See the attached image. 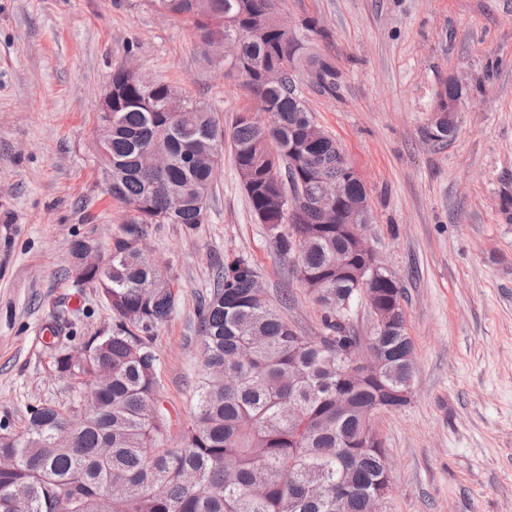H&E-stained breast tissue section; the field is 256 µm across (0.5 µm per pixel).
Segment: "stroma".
I'll list each match as a JSON object with an SVG mask.
<instances>
[{
	"label": "stroma",
	"mask_w": 512,
	"mask_h": 512,
	"mask_svg": "<svg viewBox=\"0 0 512 512\" xmlns=\"http://www.w3.org/2000/svg\"><path fill=\"white\" fill-rule=\"evenodd\" d=\"M336 70L335 92L299 80L308 109L363 180L368 242L402 292L414 343L411 402L377 418L390 466L384 512H512V0H278ZM132 62L206 101L225 123L258 101L204 56L193 25L150 0H0V426L64 404L43 327L71 347L111 329L70 244L110 255L130 211L97 153L99 100ZM463 88L451 141L430 139L448 80ZM139 248L167 272L171 317L152 333L172 434L190 423L202 369L200 299L243 256L301 336L324 310L260 224L224 155L203 224H151Z\"/></svg>",
	"instance_id": "stroma-1"
}]
</instances>
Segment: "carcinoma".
<instances>
[{"label": "carcinoma", "mask_w": 512, "mask_h": 512, "mask_svg": "<svg viewBox=\"0 0 512 512\" xmlns=\"http://www.w3.org/2000/svg\"><path fill=\"white\" fill-rule=\"evenodd\" d=\"M164 14L192 22L206 55L228 36L238 39L239 78L279 114L266 128L239 115L231 130L217 113L166 81L119 66L112 71V131L105 150L112 161L110 195L128 206L127 238L112 256L90 268L112 310V332L96 337V352L71 363L49 326L54 368L73 399L30 409L24 430L0 434V512H365L366 498L382 483L384 448H350L366 429V412L382 402L384 387L410 375L413 353L405 314L368 342L387 360L384 385L352 391L353 410L336 413L344 351L361 338L346 325V301L359 296L351 277L336 278V263L356 261L336 225L321 223L316 198L323 181H339L349 200L368 199L363 182L347 174L351 163L336 139L317 136L312 113L295 83L307 67L322 88H336L332 64L307 51L308 35L288 38L274 17L276 0H152ZM163 138L169 164L151 166L149 148ZM229 143L250 207L274 235L277 250L317 276L326 335L297 337L262 296L252 263L224 264L216 288L199 310L204 369L196 413L176 447H166L159 403L154 328L168 320L176 298L164 271L136 248L148 224H202L215 158ZM302 146L298 156L288 152ZM318 166L320 177L308 176ZM308 201L297 213L280 202ZM289 225L285 232L282 225ZM94 250L71 244L73 266ZM101 370L104 389L92 385ZM293 400L297 418L282 416Z\"/></svg>", "instance_id": "1"}]
</instances>
